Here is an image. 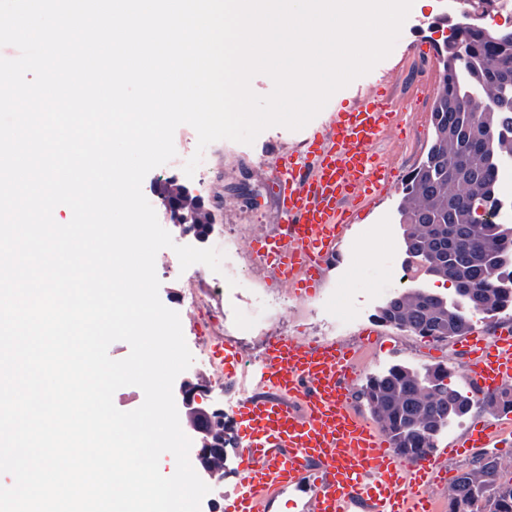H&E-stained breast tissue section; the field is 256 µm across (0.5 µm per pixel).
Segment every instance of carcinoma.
<instances>
[{
    "label": "carcinoma",
    "instance_id": "obj_1",
    "mask_svg": "<svg viewBox=\"0 0 512 512\" xmlns=\"http://www.w3.org/2000/svg\"><path fill=\"white\" fill-rule=\"evenodd\" d=\"M453 35L440 46L442 89L434 104L426 158L408 177L399 204L405 261L422 275L451 282L460 304L422 286L394 293L377 319L416 336L445 341L472 329L471 313L488 317L512 311V288L497 282L512 268V224L487 220L498 206L499 162L512 156V30L491 31L457 12ZM454 66H448V59ZM159 195L184 185L156 182ZM448 368L395 365L371 377L362 395L396 448L420 454L440 432L479 405L512 412V387L474 399L446 383ZM207 431L224 435V414L205 406ZM450 512H512V483L497 461L482 456L462 472L450 495Z\"/></svg>",
    "mask_w": 512,
    "mask_h": 512
}]
</instances>
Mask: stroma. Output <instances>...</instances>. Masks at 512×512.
<instances>
[{"label": "stroma", "mask_w": 512, "mask_h": 512, "mask_svg": "<svg viewBox=\"0 0 512 512\" xmlns=\"http://www.w3.org/2000/svg\"><path fill=\"white\" fill-rule=\"evenodd\" d=\"M441 0H414L413 6L393 51L387 57L389 65L398 66L399 82L396 96L407 101L416 90V70L401 66L400 60L408 44L425 40L433 44L447 41L451 35L448 27H418L416 21L422 15H441ZM306 130L291 131L281 126L264 130L253 144L247 145L230 140L212 143L208 151L212 157L211 178L217 188L205 195L207 204L217 206L219 224L209 237L207 244L219 247L224 239V227L228 224L251 223V214L257 205H271L274 193L270 185L249 181L248 192H230L231 184L243 181L242 176L253 173L256 167L268 161L272 148L296 152L306 137ZM408 144L391 151L393 162L403 173H410L424 159L431 139L429 112L423 111L415 117L407 133ZM400 192L376 205L365 221L350 224L342 237L335 265L329 266L323 282L327 290L323 295L306 297V312L289 315L288 333L292 336L314 338L318 332L319 313H332L341 323L336 331L337 342L348 346H360V331L377 322L376 306L368 298L372 291L387 292L394 288V272L397 264L405 258L402 229L399 224L398 204ZM262 303L253 282L243 278L225 291V326L227 335L236 338L239 346L247 347L253 342L251 328L259 320ZM450 350V342H435L427 337L415 336L390 327H383L380 336L366 351L360 361L357 382L382 373L393 365L403 364L422 368L434 364L433 347Z\"/></svg>", "instance_id": "stroma-1"}]
</instances>
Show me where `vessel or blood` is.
I'll list each match as a JSON object with an SVG mask.
<instances>
[{
  "label": "vessel or blood",
  "mask_w": 512,
  "mask_h": 512,
  "mask_svg": "<svg viewBox=\"0 0 512 512\" xmlns=\"http://www.w3.org/2000/svg\"><path fill=\"white\" fill-rule=\"evenodd\" d=\"M410 123V107L397 105L384 76L336 106L301 151L273 153L255 175L278 184V224L258 231L246 248L290 290L313 292L352 217L395 190L399 169L385 150L406 143ZM455 344L466 356L460 375L479 394L512 386L511 325L472 330ZM361 355L299 336L266 344L251 389L238 391L224 420L237 445L235 493L224 512H270L290 488L307 496L308 512H440L436 488L447 460L471 448L503 447L511 412L502 421H477L448 447L407 456L351 402ZM213 356L224 366L225 388L235 389L237 344L214 343Z\"/></svg>",
  "instance_id": "1"
}]
</instances>
